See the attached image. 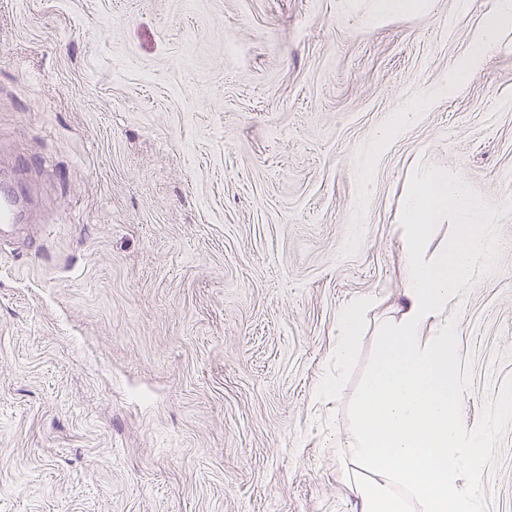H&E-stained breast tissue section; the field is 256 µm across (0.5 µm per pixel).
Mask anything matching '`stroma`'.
I'll return each instance as SVG.
<instances>
[{"instance_id":"1","label":"stroma","mask_w":512,"mask_h":512,"mask_svg":"<svg viewBox=\"0 0 512 512\" xmlns=\"http://www.w3.org/2000/svg\"><path fill=\"white\" fill-rule=\"evenodd\" d=\"M369 4L0 0V179L31 202L0 236V512H355L328 442L400 317L423 165L483 208L460 482L512 512V24L452 87L493 0ZM427 1L423 0H372L374 16L418 15L424 12ZM365 304L364 300L355 301L346 308L342 315L344 335L340 336L336 342V365L339 367L344 366L351 358L354 336L359 329L357 315Z\"/></svg>"}]
</instances>
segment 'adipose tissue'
<instances>
[{
	"mask_svg": "<svg viewBox=\"0 0 512 512\" xmlns=\"http://www.w3.org/2000/svg\"><path fill=\"white\" fill-rule=\"evenodd\" d=\"M451 213L463 221L460 240L423 259L428 226ZM481 216L459 182L435 169L416 176L404 209L415 229L404 252V312L381 331L352 427L335 442L337 455L357 467L352 483L360 512H476L473 492L458 478L479 464L483 441L459 424L463 384L448 366V343L456 338L448 309L489 255Z\"/></svg>",
	"mask_w": 512,
	"mask_h": 512,
	"instance_id": "ef3b65f1",
	"label": "adipose tissue"
}]
</instances>
